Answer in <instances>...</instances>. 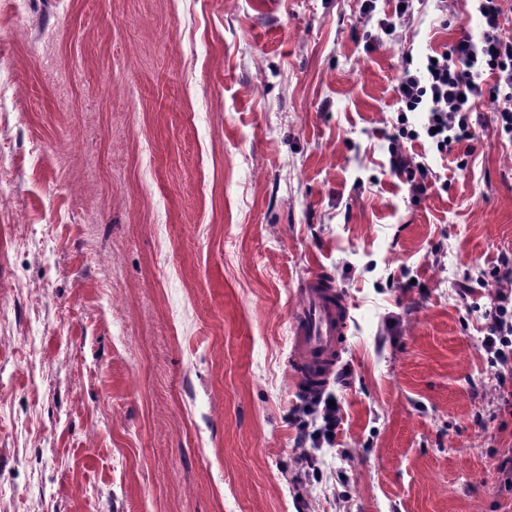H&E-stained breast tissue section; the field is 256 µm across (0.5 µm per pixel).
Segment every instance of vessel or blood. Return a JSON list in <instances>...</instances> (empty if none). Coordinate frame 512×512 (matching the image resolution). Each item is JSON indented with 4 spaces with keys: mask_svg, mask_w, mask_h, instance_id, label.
<instances>
[{
    "mask_svg": "<svg viewBox=\"0 0 512 512\" xmlns=\"http://www.w3.org/2000/svg\"><path fill=\"white\" fill-rule=\"evenodd\" d=\"M291 312L295 372L300 381L328 383L349 326L348 303L324 269H316L296 289Z\"/></svg>",
    "mask_w": 512,
    "mask_h": 512,
    "instance_id": "b4317fda",
    "label": "vessel or blood"
}]
</instances>
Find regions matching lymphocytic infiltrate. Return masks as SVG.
Instances as JSON below:
<instances>
[{
	"label": "lymphocytic infiltrate",
	"instance_id": "1",
	"mask_svg": "<svg viewBox=\"0 0 512 512\" xmlns=\"http://www.w3.org/2000/svg\"><path fill=\"white\" fill-rule=\"evenodd\" d=\"M479 35L462 31L458 40L425 60L421 69L404 70L397 91L401 107L389 138V171L404 177L413 195L426 193L431 167L413 160L407 144L427 139L438 154L451 155L462 142H474L475 103L495 97L494 122L512 136V39L502 34V0H477ZM481 347L498 367L500 385L512 380V293H498L485 309Z\"/></svg>",
	"mask_w": 512,
	"mask_h": 512
}]
</instances>
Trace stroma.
<instances>
[{
	"instance_id": "obj_1",
	"label": "stroma",
	"mask_w": 512,
	"mask_h": 512,
	"mask_svg": "<svg viewBox=\"0 0 512 512\" xmlns=\"http://www.w3.org/2000/svg\"><path fill=\"white\" fill-rule=\"evenodd\" d=\"M0 0V512H512L480 346L512 139L389 173L397 79L478 31L415 0ZM349 329L331 443L298 282ZM291 311L295 372L308 385L327 384L349 326L348 303L326 270L318 268L296 288Z\"/></svg>"
}]
</instances>
